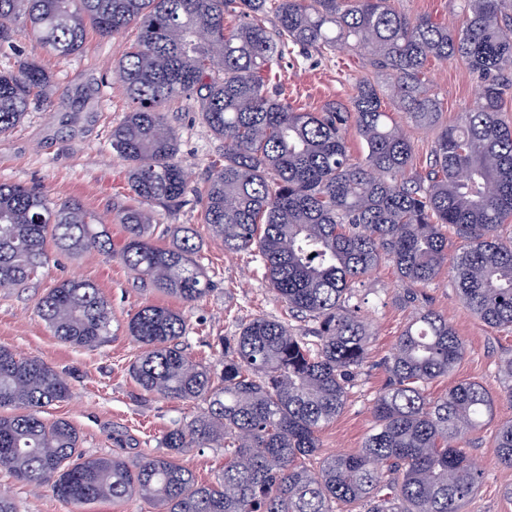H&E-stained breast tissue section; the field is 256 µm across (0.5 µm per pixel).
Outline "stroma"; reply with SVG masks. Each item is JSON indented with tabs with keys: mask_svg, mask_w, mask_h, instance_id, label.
Returning a JSON list of instances; mask_svg holds the SVG:
<instances>
[{
	"mask_svg": "<svg viewBox=\"0 0 512 512\" xmlns=\"http://www.w3.org/2000/svg\"><path fill=\"white\" fill-rule=\"evenodd\" d=\"M138 35L134 25L106 38L89 32L84 54L66 59L47 54L28 39L20 40L16 50L0 52V68L15 70L25 60L34 59L69 90L67 97L52 98L30 112L12 132L0 135V183H38L59 202L80 198L108 227L117 244L126 238L127 230L116 215L133 205L134 199L127 165L110 145L113 127L131 109L125 91L112 78V70ZM362 72L360 59L347 49L324 55L294 51L273 66L269 88L293 108L315 112L333 100L349 101L355 79ZM428 75L441 102L442 123L454 121L470 108L478 79L466 63L433 62ZM164 110L179 135L177 159L186 168L191 187L203 188L209 167L223 153L224 145L211 135L188 101L166 103ZM155 223L154 241L161 247L172 241L169 227L185 224L193 229L200 244V262L215 283L202 301L186 305L157 292L140 291L116 253L56 252L29 287L0 289V345L63 373L70 395L48 408L43 417L49 422L69 421L79 433L82 451L91 456H121L134 463L161 454L162 435L198 410L192 402L142 396L131 378L129 367L142 349L128 336L126 323L143 304H163L181 312L187 325L183 347L192 358L205 361L210 358V344L237 334L240 321L256 316L288 318L287 309L270 291L252 254L225 251L208 226L200 223L197 208L156 209ZM69 278L95 283L112 307V337L101 347L64 344L37 315L40 297ZM403 288L396 269L385 261L355 285V300L372 338L344 410L320 433L321 455L355 453L363 445L372 426L374 401L386 381L383 361L393 352L413 312L402 301ZM422 291L428 307L448 320L466 348L454 371L431 383L428 394L440 397L457 382L476 381L494 398L492 419L463 443L483 472L482 483L465 510L512 512V467L501 463L495 448L498 426L512 420V401L502 395L498 377L502 362L512 358V332L490 328L471 314L447 275H440ZM116 430L123 433V442L113 440ZM1 495L15 503L17 512H74L51 492L32 490L0 466Z\"/></svg>",
	"mask_w": 512,
	"mask_h": 512,
	"instance_id": "1",
	"label": "stroma"
}]
</instances>
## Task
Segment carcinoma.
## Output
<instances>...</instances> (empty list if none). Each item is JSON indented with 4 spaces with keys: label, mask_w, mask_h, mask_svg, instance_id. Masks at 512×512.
I'll return each instance as SVG.
<instances>
[{
    "label": "carcinoma",
    "mask_w": 512,
    "mask_h": 512,
    "mask_svg": "<svg viewBox=\"0 0 512 512\" xmlns=\"http://www.w3.org/2000/svg\"><path fill=\"white\" fill-rule=\"evenodd\" d=\"M505 3L460 0L461 22L449 28L410 17L395 0H0V52L28 38L68 58L84 50L89 25L102 36L140 28L114 70L132 109L110 135L139 202L119 214L128 230L120 255L137 283L187 304L211 292L192 228H174L167 247L153 238L152 207L176 211L193 201L225 250L257 249L270 289L299 321L253 318L211 346L213 361L204 365L183 350L180 312L139 308L127 323L143 349L130 367L135 384L148 396L201 407L163 434L165 454L136 463L83 455L69 422L41 416L68 398L62 374L1 345L0 465L76 508L139 499L158 512H460L483 473L459 443L492 414L494 399L468 381L429 397V384L465 354L462 338L430 308L416 312L384 361L387 382L363 447L316 467L308 460L366 361L370 334L353 285L381 262L396 268L406 302L419 300L415 286L446 272L484 324L512 329ZM232 5L240 23L228 29ZM291 46L356 51L366 73L350 101L297 112L270 93L264 72ZM432 60H462L482 85L472 107L439 128L421 173L382 98L397 101L408 122L436 126L441 106L426 78ZM59 92L34 59L0 70V135ZM181 98L196 103L224 142V163L212 164L193 200L176 161L177 131L162 112ZM349 128L366 144L362 163L350 159ZM447 226L463 242L458 251L448 250ZM50 243L65 253L112 252L108 228L79 199L56 203L40 187L0 183V288L27 287L48 264ZM37 314L75 347L102 346L112 333V308L92 282L60 281ZM499 379L512 401L511 358ZM495 447L512 466V422ZM189 448L224 449L215 481L202 483L176 462Z\"/></svg>",
    "instance_id": "cac0c4a2"
}]
</instances>
